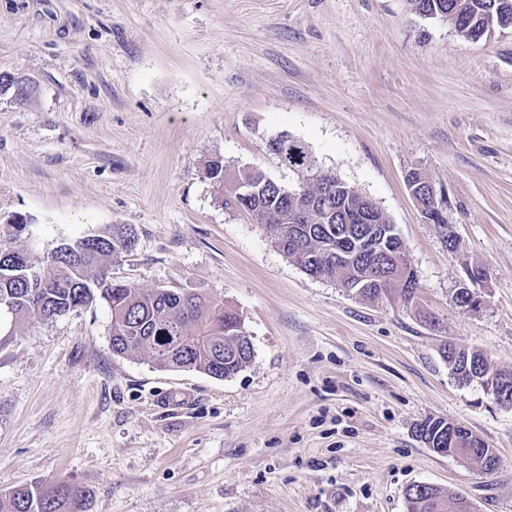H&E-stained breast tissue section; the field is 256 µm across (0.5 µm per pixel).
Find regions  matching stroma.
I'll return each mask as SVG.
<instances>
[{
    "label": "stroma",
    "instance_id": "1",
    "mask_svg": "<svg viewBox=\"0 0 512 512\" xmlns=\"http://www.w3.org/2000/svg\"><path fill=\"white\" fill-rule=\"evenodd\" d=\"M0 218L37 254L113 224L112 275L234 310L252 360L219 380L113 355L103 304L0 346V495L91 489L88 512H406L426 483L512 512V407L460 384L445 344L512 371V29L472 42L406 0H0ZM286 133L390 217L419 282L376 301L307 275L224 208L206 162L291 187ZM444 187L448 252L406 177ZM487 277L479 307L454 296ZM457 422L488 472L416 433Z\"/></svg>",
    "mask_w": 512,
    "mask_h": 512
}]
</instances>
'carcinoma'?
<instances>
[{"label": "carcinoma", "mask_w": 512, "mask_h": 512, "mask_svg": "<svg viewBox=\"0 0 512 512\" xmlns=\"http://www.w3.org/2000/svg\"><path fill=\"white\" fill-rule=\"evenodd\" d=\"M411 11L424 17L448 16L459 36L485 37L497 29L512 28V0H408ZM24 99L28 90L7 73L0 74V96ZM271 151L279 162L303 178L313 189L291 200L280 184L259 170L246 171L239 179L252 187L245 197H222V205L240 210L263 226L266 235L287 258L309 276H336L339 285L360 284L359 295L378 299L377 288L362 283L363 273L373 269L391 286L401 282L405 301L414 299L418 282L413 270L403 277L392 255L407 263L403 242L389 216L381 209H367L356 194L331 186L323 188L315 177L317 167L307 148L287 133L280 134ZM224 160L216 157L206 164L213 183L224 187ZM29 234L0 224V304L11 312L0 318V344L25 324L45 323L70 311L104 302L110 313L112 354L146 357L163 370H195L224 380L240 372L252 359V345L244 323L222 303L206 295L181 288H142L112 278L110 262L129 253L127 242L137 236L126 224H113L95 234L66 244L58 255L40 256L16 243ZM345 256L336 265V253ZM444 358L462 383H480L492 378L512 391V373L493 370L477 350L453 349ZM418 437L430 448L448 454L451 422L428 419L417 428ZM473 449L469 460L486 465L494 449L473 432L464 434ZM92 497L89 489L67 483L46 485L32 482L13 488L10 512H85ZM407 512H470L462 496L444 498L428 484H413L406 490Z\"/></svg>", "instance_id": "carcinoma-1"}]
</instances>
